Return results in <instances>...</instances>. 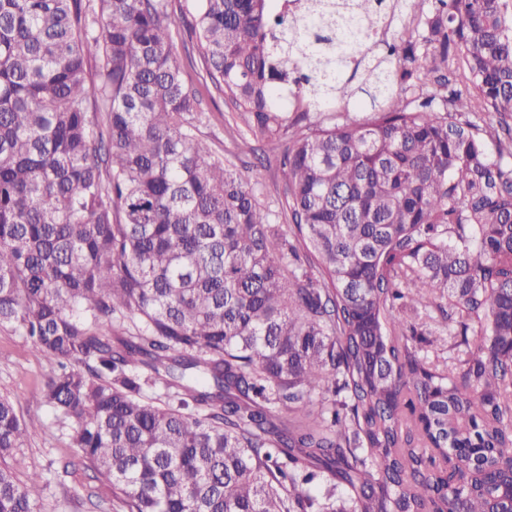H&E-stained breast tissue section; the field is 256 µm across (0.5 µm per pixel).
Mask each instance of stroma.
Here are the masks:
<instances>
[{"mask_svg": "<svg viewBox=\"0 0 512 512\" xmlns=\"http://www.w3.org/2000/svg\"><path fill=\"white\" fill-rule=\"evenodd\" d=\"M203 66L186 68L185 80L201 91L202 106L210 121L200 129L201 138L212 151L234 163L248 180L257 199L273 210L282 207L284 181L280 168L282 143L266 142L245 129L241 113L235 112L217 90L206 88ZM50 373L43 356L23 337L0 329V394L9 395L26 423L31 441L8 460L18 480H27L35 471L50 479L49 512H89L91 501H98L104 512H124L110 485L93 479L81 468L64 470L66 461L79 456L72 447L65 427L53 411L42 404L41 389ZM93 500H86V493Z\"/></svg>", "mask_w": 512, "mask_h": 512, "instance_id": "obj_1", "label": "stroma"}]
</instances>
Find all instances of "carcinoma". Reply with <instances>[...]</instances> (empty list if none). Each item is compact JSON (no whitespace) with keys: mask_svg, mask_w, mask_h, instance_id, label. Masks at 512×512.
<instances>
[{"mask_svg":"<svg viewBox=\"0 0 512 512\" xmlns=\"http://www.w3.org/2000/svg\"><path fill=\"white\" fill-rule=\"evenodd\" d=\"M272 2L188 28L288 138L280 214L199 137L172 0H0V328L56 364L42 403L125 512H512V0H420L393 67L360 51L378 0ZM429 298L448 364L391 317ZM29 439L0 395V512H44L7 462Z\"/></svg>","mask_w":512,"mask_h":512,"instance_id":"cac0c4a2","label":"carcinoma"}]
</instances>
